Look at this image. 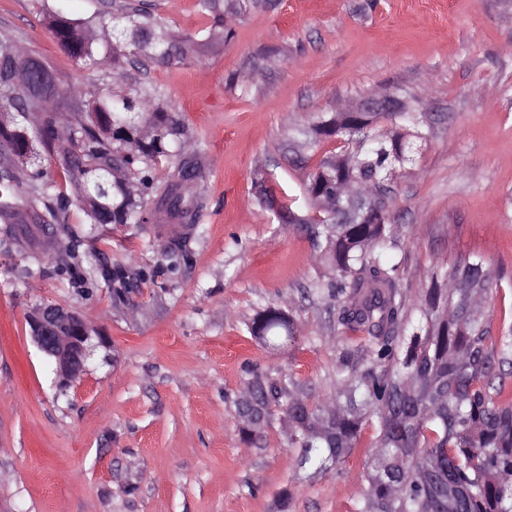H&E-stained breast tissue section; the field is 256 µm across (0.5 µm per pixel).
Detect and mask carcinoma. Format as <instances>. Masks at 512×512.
Here are the masks:
<instances>
[{
	"instance_id": "1",
	"label": "carcinoma",
	"mask_w": 512,
	"mask_h": 512,
	"mask_svg": "<svg viewBox=\"0 0 512 512\" xmlns=\"http://www.w3.org/2000/svg\"><path fill=\"white\" fill-rule=\"evenodd\" d=\"M50 28L71 56L88 69L111 65L99 45H124L131 54L170 61L173 36L137 10L122 12L96 27L56 15ZM25 48L0 38V149L27 135V160L0 176V224L11 233L17 209L27 199L28 219L54 224L75 257L80 238L67 226L72 199L54 189L41 169L27 172L38 147L62 143L61 162L83 202L89 224H147L165 214L170 221L193 217L192 181L201 177L196 159L177 144L183 129L174 111L160 112L139 92L116 97L103 93L87 116L69 118L49 111L59 86L37 90L24 77ZM320 133L351 140L360 131L322 123ZM423 139L399 137L387 143L372 138L364 152L326 160L309 176L307 191L322 215L311 222L322 233L321 254L330 269L323 288L336 301L337 323L361 340L363 368L342 357L340 396L331 404L288 393L254 368L237 400L243 429L267 424L277 405L288 419L289 443L302 449L300 467L315 474L345 463L364 428L376 441L363 463L367 486L356 512H512V400H502L501 366L512 354V326L493 335L484 317L491 281L483 262L468 259L452 269H435L421 299L412 303L401 288V262L388 258L395 246L388 221L338 224L331 200L345 184L373 192L412 157ZM170 164L157 184L156 164ZM174 270L188 253V240L164 244ZM105 280L121 299L129 292L122 268ZM250 331L271 347L295 341L294 326L283 310L258 313Z\"/></svg>"
}]
</instances>
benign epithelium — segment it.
<instances>
[{
    "mask_svg": "<svg viewBox=\"0 0 512 512\" xmlns=\"http://www.w3.org/2000/svg\"><path fill=\"white\" fill-rule=\"evenodd\" d=\"M405 106L390 95L372 96L338 113L339 121L365 129L387 112H403ZM387 192H377L367 198L348 197L360 220L380 221L386 218ZM31 337L45 356L55 363L57 386L65 390L85 371L92 355L94 330L76 314L53 303L36 306L29 315Z\"/></svg>",
    "mask_w": 512,
    "mask_h": 512,
    "instance_id": "benign-epithelium-1",
    "label": "benign epithelium"
}]
</instances>
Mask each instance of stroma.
I'll list each match as a JSON object with an SVG mask.
<instances>
[{"instance_id": "1", "label": "stroma", "mask_w": 512, "mask_h": 512, "mask_svg": "<svg viewBox=\"0 0 512 512\" xmlns=\"http://www.w3.org/2000/svg\"><path fill=\"white\" fill-rule=\"evenodd\" d=\"M225 25L201 0H0V34L55 75L52 111H88L102 93L138 90L176 110L204 178L195 225H68L86 285L59 275L66 240L41 224L0 234V512H354L367 485L365 429L340 468L313 475L273 409L248 442L235 401L253 367L316 402L336 396L345 341L308 178L341 151L315 128L338 108L392 94L425 135L388 181L402 288L480 258L494 278L492 331L512 319V0H244ZM142 7L181 41V62L119 48L112 70L83 69L50 31L57 12L90 25ZM82 88L67 94L69 85ZM188 234L175 270L158 245ZM126 271L112 297L101 275ZM63 306L95 329L67 392L34 345L28 316ZM289 310L294 344L266 348L258 311Z\"/></svg>"}]
</instances>
